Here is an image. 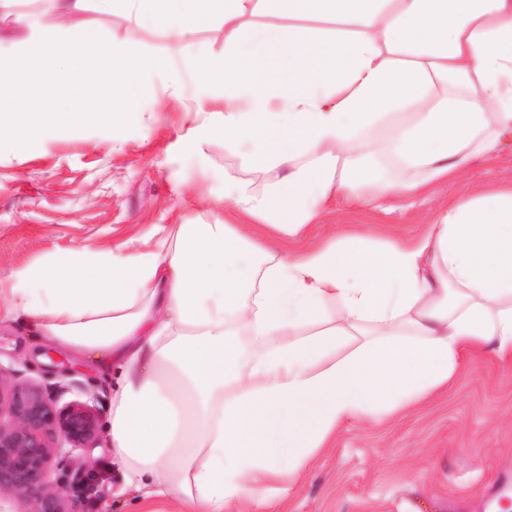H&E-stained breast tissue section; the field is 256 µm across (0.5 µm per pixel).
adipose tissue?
Returning <instances> with one entry per match:
<instances>
[{
  "mask_svg": "<svg viewBox=\"0 0 512 512\" xmlns=\"http://www.w3.org/2000/svg\"><path fill=\"white\" fill-rule=\"evenodd\" d=\"M178 42L214 19L224 50L181 57L81 28L37 29L0 64V155L129 125L196 79L203 163L223 141L231 219L171 224L158 249L60 248L18 271L9 310L45 343L112 368L119 498L154 512L286 499L339 427L403 414L469 356H512V185L449 201L412 242L281 238L331 198L423 193L512 137V0H99ZM254 16L276 18L267 36ZM333 21L330 29L321 28ZM390 132L400 179L354 150Z\"/></svg>",
  "mask_w": 512,
  "mask_h": 512,
  "instance_id": "ef3b65f1",
  "label": "adipose tissue"
}]
</instances>
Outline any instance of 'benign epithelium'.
Wrapping results in <instances>:
<instances>
[{"instance_id":"1","label":"benign epithelium","mask_w":512,"mask_h":512,"mask_svg":"<svg viewBox=\"0 0 512 512\" xmlns=\"http://www.w3.org/2000/svg\"><path fill=\"white\" fill-rule=\"evenodd\" d=\"M98 430L89 405L59 406L34 384L0 380V493L24 499L29 512H72L55 469L70 451L94 447Z\"/></svg>"}]
</instances>
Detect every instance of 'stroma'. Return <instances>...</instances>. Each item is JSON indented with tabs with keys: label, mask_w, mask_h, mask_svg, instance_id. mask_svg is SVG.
Instances as JSON below:
<instances>
[{
	"label": "stroma",
	"mask_w": 512,
	"mask_h": 512,
	"mask_svg": "<svg viewBox=\"0 0 512 512\" xmlns=\"http://www.w3.org/2000/svg\"><path fill=\"white\" fill-rule=\"evenodd\" d=\"M61 24L113 36L151 49L166 48L159 33L122 12L88 0L67 12L62 0H0V59L18 57L34 28ZM192 90L163 91L157 104L140 107L124 136L99 128L78 138L43 143L25 163L0 157V287L12 275L59 248L92 252L133 241L154 248L161 224H203L223 214L218 196L225 175L241 176L238 159L223 142L211 144L205 165L191 162L179 141L191 125ZM512 184V140L473 159L455 181L409 198L396 193L351 207L330 203L319 225L281 241L282 252L301 250L347 231L371 232L376 240L410 241L428 214L450 198L480 192L487 182ZM0 378L42 388L58 404L80 401L107 417L112 381L93 359L52 350L31 335L23 320L0 316ZM101 478L72 503L74 512H131L113 491L106 439L70 453L57 470L71 482L85 468ZM512 471V358L473 357L448 389L405 417L352 420L336 432L307 474L292 485L288 512H490L487 494L498 474Z\"/></svg>",
	"instance_id": "35a3bbf8"
}]
</instances>
